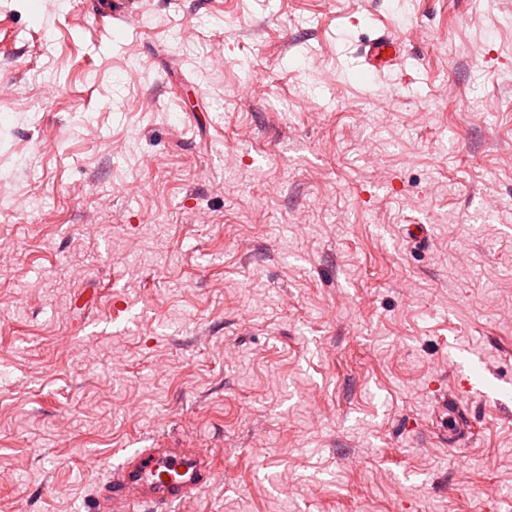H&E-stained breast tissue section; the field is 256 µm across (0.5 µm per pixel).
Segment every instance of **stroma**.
I'll list each match as a JSON object with an SVG mask.
<instances>
[{
    "label": "stroma",
    "mask_w": 512,
    "mask_h": 512,
    "mask_svg": "<svg viewBox=\"0 0 512 512\" xmlns=\"http://www.w3.org/2000/svg\"><path fill=\"white\" fill-rule=\"evenodd\" d=\"M90 11L0 0V512L162 433L219 461L178 512H512V0ZM361 57L366 70L372 74L382 75L385 71H392L406 57L403 37L394 33L379 34L362 44ZM440 412L448 413V429L442 431L445 439L448 437V447L456 448L462 439L465 420L457 402L452 399L448 401L446 396L440 402Z\"/></svg>",
    "instance_id": "1"
}]
</instances>
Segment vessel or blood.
I'll use <instances>...</instances> for the list:
<instances>
[{"mask_svg":"<svg viewBox=\"0 0 512 512\" xmlns=\"http://www.w3.org/2000/svg\"><path fill=\"white\" fill-rule=\"evenodd\" d=\"M361 56L367 71L381 75L405 59V42L401 35L382 33L363 43ZM440 409L448 414V445L458 447L465 427L462 411L456 401L445 399ZM216 465L215 455L204 449L154 439L130 449L123 462L113 466L90 512H171L172 506L199 494Z\"/></svg>","mask_w":512,"mask_h":512,"instance_id":"b4317fda","label":"vessel or blood"}]
</instances>
